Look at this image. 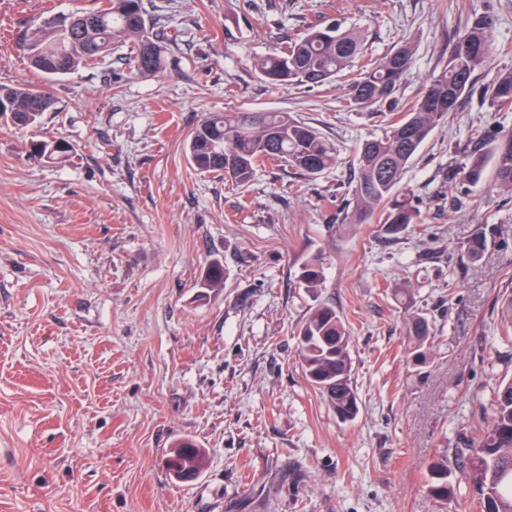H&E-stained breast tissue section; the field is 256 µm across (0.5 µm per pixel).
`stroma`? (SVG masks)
<instances>
[{
	"label": "stroma",
	"mask_w": 512,
	"mask_h": 512,
	"mask_svg": "<svg viewBox=\"0 0 512 512\" xmlns=\"http://www.w3.org/2000/svg\"><path fill=\"white\" fill-rule=\"evenodd\" d=\"M97 0H0V84L54 100L38 128L0 123V512H472L474 489L427 496L426 466L467 454L512 376L500 306L512 293V192L485 169L452 187L450 169L512 133L486 88L512 68V0H144L166 68L137 72L130 46L45 78L23 44L54 14ZM494 20V53L432 130L400 186L421 211L390 235L328 233L345 206L361 140L386 125L346 102L347 82L276 87L254 70L313 24L358 27L368 56L415 48L395 107L419 99L474 17ZM279 111L317 128L336 164L317 178L257 168L244 186L193 170L184 142L210 112ZM62 139L56 159L28 144ZM494 244H466L482 226ZM323 254L319 296L299 285ZM224 286L197 300L211 262ZM411 284L412 304L393 284ZM351 324L360 412L341 420L305 379L297 331L316 300ZM438 349L415 369L407 308ZM190 439L194 480L164 460ZM205 462L202 448L185 439L178 442L167 454L166 468L170 477L188 481L200 474Z\"/></svg>",
	"instance_id": "stroma-1"
}]
</instances>
